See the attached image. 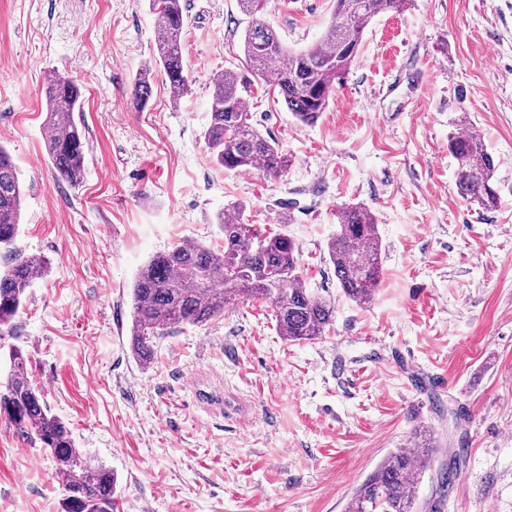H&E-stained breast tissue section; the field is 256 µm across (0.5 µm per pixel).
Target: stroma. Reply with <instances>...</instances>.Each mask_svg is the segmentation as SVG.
Listing matches in <instances>:
<instances>
[{
	"label": "stroma",
	"instance_id": "35a3bbf8",
	"mask_svg": "<svg viewBox=\"0 0 512 512\" xmlns=\"http://www.w3.org/2000/svg\"><path fill=\"white\" fill-rule=\"evenodd\" d=\"M193 82L132 81L153 56L149 0H0V144L21 174L17 245L44 257L16 335L29 378L91 465L118 478L116 512H343L410 431L433 432L418 512H512V0H410L376 16L318 122L299 123L247 66L237 0H185ZM334 0H269L288 48L316 44ZM235 70L264 134L292 164L218 167L202 134L210 78ZM84 87L79 188L46 155L45 80ZM467 115L497 165L500 202L463 201L448 137ZM376 216L383 274L373 303L341 297L326 243L339 209ZM285 233L306 287L336 318L294 344L268 301L239 299L203 326H175L150 367L128 348L131 287L173 245L223 246L220 211ZM456 462L442 490L438 475ZM55 464L0 417V512H64ZM150 72L140 73L134 80L131 91V102L135 109L145 107L152 95V79Z\"/></svg>",
	"mask_w": 512,
	"mask_h": 512
}]
</instances>
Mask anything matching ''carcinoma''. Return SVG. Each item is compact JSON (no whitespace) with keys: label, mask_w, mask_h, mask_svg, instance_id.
Listing matches in <instances>:
<instances>
[{"label":"carcinoma","mask_w":512,"mask_h":512,"mask_svg":"<svg viewBox=\"0 0 512 512\" xmlns=\"http://www.w3.org/2000/svg\"><path fill=\"white\" fill-rule=\"evenodd\" d=\"M249 19L242 49L260 78L269 75L288 111L304 125L316 123L329 106L336 83L358 55L366 27L382 11L403 9L405 0H335L333 19L319 44L300 51L288 49L262 13L269 0H237ZM155 15V64L166 83L179 94L189 91L183 38L187 24L184 0H152ZM210 123L203 138L214 163L226 170L259 167L282 175L288 154L265 136L246 104V87L237 74L219 70L211 77ZM152 95L151 73L134 80L131 102L145 107ZM82 91L72 77L57 73L45 84L43 110L49 131L45 140L56 179L78 188L86 170V144L75 119ZM466 130L448 137V151L457 162L456 188L462 200L482 209L498 205L496 165L481 134L467 115L458 119ZM23 185L10 153L0 146V249L12 259L0 272V335L14 333V319L26 291L45 271L38 256L19 253L16 240ZM241 209L217 218L224 248L197 241L174 245L140 270L132 288L129 348L143 367L154 357L156 338L171 324L203 325L224 314L238 298L270 302L277 334L304 343L324 336L336 317L331 297L306 288L299 250L284 233H265L240 220ZM381 242L376 219L367 208H341L336 236L327 245L337 285L360 307L371 304L382 278ZM10 371L0 389V409L17 431L35 436L54 459L55 474L67 492L65 512H114L117 476L104 466L92 467L75 447L67 424L49 413L28 378L27 359L20 348L10 350ZM432 434L423 427L411 432L405 447L387 454L354 489L344 512H417L415 489L431 461ZM82 493L73 496L70 490Z\"/></svg>","instance_id":"cac0c4a2"}]
</instances>
